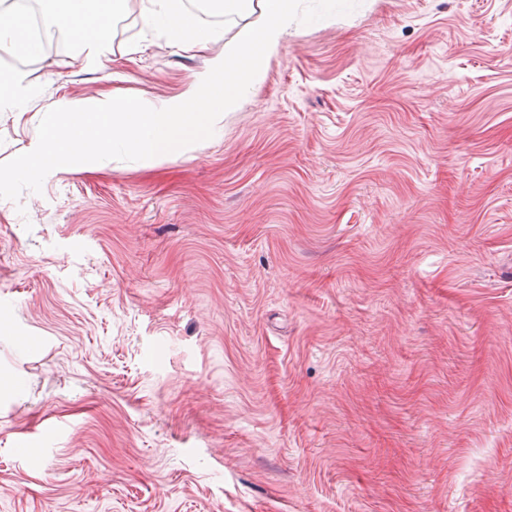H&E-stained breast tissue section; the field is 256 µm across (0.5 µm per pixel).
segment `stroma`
<instances>
[{
    "label": "stroma",
    "instance_id": "obj_1",
    "mask_svg": "<svg viewBox=\"0 0 512 512\" xmlns=\"http://www.w3.org/2000/svg\"><path fill=\"white\" fill-rule=\"evenodd\" d=\"M109 40L0 69L34 113L207 58ZM3 314L0 512H512V0H302L200 152L1 184Z\"/></svg>",
    "mask_w": 512,
    "mask_h": 512
}]
</instances>
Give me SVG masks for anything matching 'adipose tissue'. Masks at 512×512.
Segmentation results:
<instances>
[{"label": "adipose tissue", "instance_id": "obj_1", "mask_svg": "<svg viewBox=\"0 0 512 512\" xmlns=\"http://www.w3.org/2000/svg\"><path fill=\"white\" fill-rule=\"evenodd\" d=\"M45 28L66 29L78 55L89 64L111 51L107 24L137 4L144 26L160 29L174 46L205 51L204 67L192 74L182 94L160 99L90 97L34 113L42 134L24 144L19 167L0 168V182L17 173L48 178L63 168L126 155L144 164L202 150L224 128L226 113L237 111L245 94L259 84L269 57L297 22L296 0H201L200 10L238 20L233 37L217 43L199 21V10L179 0H50ZM0 45L17 55H36L40 46L26 33L23 18L0 5ZM39 89L21 70L0 72V112L22 118Z\"/></svg>", "mask_w": 512, "mask_h": 512}]
</instances>
